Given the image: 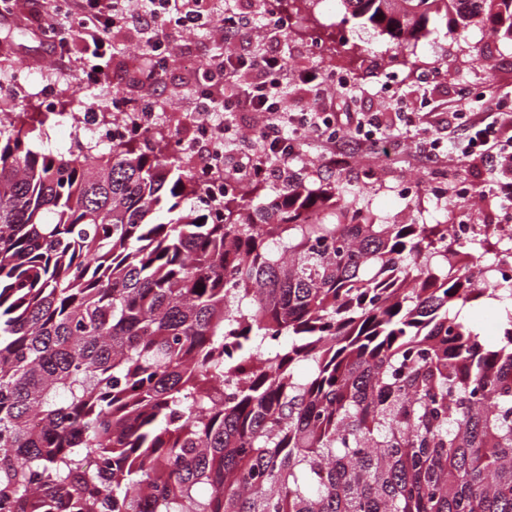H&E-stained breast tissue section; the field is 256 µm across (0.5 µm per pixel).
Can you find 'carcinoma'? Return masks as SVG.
I'll use <instances>...</instances> for the list:
<instances>
[{"label": "carcinoma", "instance_id": "carcinoma-1", "mask_svg": "<svg viewBox=\"0 0 512 512\" xmlns=\"http://www.w3.org/2000/svg\"><path fill=\"white\" fill-rule=\"evenodd\" d=\"M340 4L400 51L512 39V0ZM256 188L0 129V512H512V283L360 192ZM467 322L488 340L499 336V307L491 300H484L476 307H467Z\"/></svg>", "mask_w": 512, "mask_h": 512}]
</instances>
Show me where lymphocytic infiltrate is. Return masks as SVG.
I'll return each instance as SVG.
<instances>
[{"instance_id":"lymphocytic-infiltrate-1","label":"lymphocytic infiltrate","mask_w":512,"mask_h":512,"mask_svg":"<svg viewBox=\"0 0 512 512\" xmlns=\"http://www.w3.org/2000/svg\"><path fill=\"white\" fill-rule=\"evenodd\" d=\"M66 14L72 19L70 34L46 26L47 39L55 61H73L74 73L81 79L101 83L111 79L108 69L98 68L112 39L128 26L149 30L151 60L138 71L143 86L162 83L171 45L162 28L171 21L189 32L207 30L212 10L206 0H66ZM254 21L232 11L221 19L224 38L222 55L210 58L193 93L203 110L201 123H209L212 111L252 112L262 128L254 144L238 149L235 166L249 180L262 181L279 172L281 165L298 156L310 137L325 138L329 162L343 160L346 152L334 137L325 136L331 116L326 111L284 112L280 109V91L288 85V61L279 55L246 57L239 53V41ZM84 42L90 57H73L69 43ZM464 154L472 160L494 164L491 195L512 201V114L501 113L492 121L472 119Z\"/></svg>"}]
</instances>
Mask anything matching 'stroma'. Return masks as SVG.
Returning <instances> with one entry per match:
<instances>
[{
  "mask_svg": "<svg viewBox=\"0 0 512 512\" xmlns=\"http://www.w3.org/2000/svg\"><path fill=\"white\" fill-rule=\"evenodd\" d=\"M284 19L286 34L278 50L287 55L292 69L319 76L309 85L289 84L288 111L311 112L332 100L341 115L383 112L388 131L384 139L363 144L341 118L336 136L352 153L351 167L329 169L323 162L325 142L312 139L289 165L287 178L268 179L267 187L335 183L365 188L373 213L387 224L413 219L420 224L512 225V206L492 198L476 201V192L487 189L491 174L485 165L456 156L453 143L463 137L464 126L451 116L461 104L480 114L498 102L512 106L511 40L484 25L460 33L446 23H431L422 36L406 42L404 52L413 63L406 70L394 57L391 36L345 14L338 0H315L310 9L285 13ZM41 24L38 15L0 24V101L20 112L49 113L47 123L28 135L32 150L77 153L81 147L74 142L75 123L61 113L72 81L45 64ZM171 38L177 56L154 91L163 103L159 130L138 139L146 150L158 137L177 138L187 127L194 82L188 61L200 65L224 50L217 37L206 32L175 31ZM129 56V50L114 48L111 80L84 86L81 102L71 103V111H97L116 90L138 97ZM432 137L442 143L434 159L424 155Z\"/></svg>",
  "mask_w": 512,
  "mask_h": 512,
  "instance_id": "obj_1",
  "label": "stroma"
}]
</instances>
